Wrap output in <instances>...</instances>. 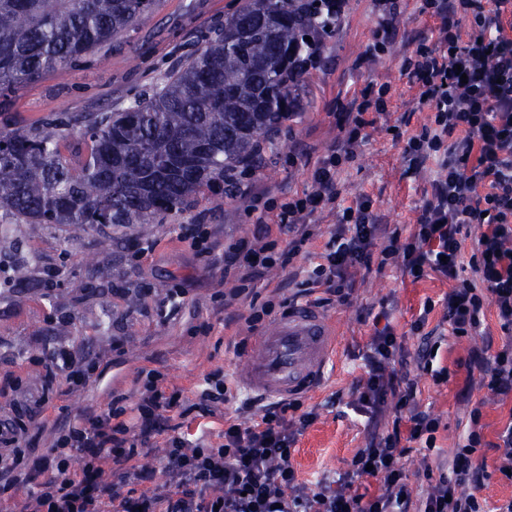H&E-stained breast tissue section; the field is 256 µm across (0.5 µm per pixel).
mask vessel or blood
I'll use <instances>...</instances> for the list:
<instances>
[{"label": "vessel or blood", "instance_id": "vessel-or-blood-1", "mask_svg": "<svg viewBox=\"0 0 512 512\" xmlns=\"http://www.w3.org/2000/svg\"><path fill=\"white\" fill-rule=\"evenodd\" d=\"M335 323L303 304L277 318L239 368L242 385L259 398L290 399L315 389L337 349Z\"/></svg>", "mask_w": 512, "mask_h": 512}]
</instances>
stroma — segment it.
Wrapping results in <instances>:
<instances>
[{"label":"stroma","mask_w":512,"mask_h":512,"mask_svg":"<svg viewBox=\"0 0 512 512\" xmlns=\"http://www.w3.org/2000/svg\"><path fill=\"white\" fill-rule=\"evenodd\" d=\"M242 4L243 0H160L154 12L139 19L134 31L110 46L105 65L51 71L15 88L0 112V125L35 127L74 112L126 107L135 93L163 83ZM419 7V0H404L397 20L399 40L364 64L360 58L376 30L374 4L348 0L338 30L323 42L319 67L308 70L298 90L301 110L272 136L264 150V167L243 175V182L251 187L248 195L225 198L205 193L185 211L129 229L103 227L77 233L65 225H24V254L34 260L32 274L38 285L0 287V381L16 377L24 389L40 388L43 372L35 357L52 354L63 345L80 356L104 357L83 391L52 395L44 413L45 427L27 437L33 455L50 454L62 425L106 408L113 395L132 392L143 368L161 371L169 387L184 390L198 388L211 372L221 369L233 391L227 414H234L248 400L238 382L237 370L246 354L235 348V317L246 312L249 303L224 304L225 293L237 285L235 277L224 274V248L251 238L257 200L281 203L308 187L317 157L344 135L349 100L371 81L390 84L391 116L367 128L354 161L341 176L335 211L310 216L316 235L295 264L311 269L341 209L362 197L371 200L388 230L409 236L435 177L433 164L412 173L404 161L406 141L425 119L415 109V92L402 70L405 56L434 25ZM191 224L209 225L216 243L212 255L198 256L182 242ZM145 241L153 249L141 258L137 251ZM352 275L351 304L333 301L322 307L337 321L341 352L321 388L304 397L305 405H320V416L294 445L293 463L300 479L311 487L323 477L343 474L370 434L367 416L355 414L348 404L353 385L366 371L363 353L377 316L386 314L405 348L416 352L420 339L412 335L411 323L430 300L435 308L429 323L439 324L443 299L452 286L433 274L412 281L395 264L358 267ZM90 280L98 284V291L87 289ZM176 286L182 288V295H171ZM294 291L287 271L273 268L253 283L251 303L273 301L280 314ZM116 337L121 340L117 346L112 343ZM501 337L491 315L484 333L444 339L434 366L447 368V382L437 385L426 376L419 383L421 404L440 419L435 447L428 450L410 443L402 459L411 473L435 466L437 451L462 443L470 410L480 408L483 437L489 444L482 456L488 479L480 496L490 510L512 497V482L501 475L499 456L491 447L512 409L493 401L466 362L472 349L500 345ZM334 395L339 396V405L327 407Z\"/></svg>","instance_id":"stroma-1"}]
</instances>
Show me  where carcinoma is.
I'll return each instance as SVG.
<instances>
[{
  "mask_svg": "<svg viewBox=\"0 0 512 512\" xmlns=\"http://www.w3.org/2000/svg\"><path fill=\"white\" fill-rule=\"evenodd\" d=\"M156 0H0V97L46 72L100 63ZM320 0H245L215 38L124 109L0 129V241L21 225L130 228L181 212L210 191L233 196V172L287 119L311 52L304 37L340 25ZM77 164L60 151L73 133ZM22 256L7 282L31 280Z\"/></svg>",
  "mask_w": 512,
  "mask_h": 512,
  "instance_id": "carcinoma-1",
  "label": "carcinoma"
}]
</instances>
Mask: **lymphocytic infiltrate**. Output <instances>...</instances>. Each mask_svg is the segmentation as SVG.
I'll use <instances>...</instances> for the list:
<instances>
[{"instance_id":"f902f5d3","label":"lymphocytic infiltrate","mask_w":512,"mask_h":512,"mask_svg":"<svg viewBox=\"0 0 512 512\" xmlns=\"http://www.w3.org/2000/svg\"><path fill=\"white\" fill-rule=\"evenodd\" d=\"M401 2L374 0L377 32L364 61L396 38ZM420 10L437 25L429 43L405 57L403 69L418 107L429 114L408 138L405 158L412 170L435 162L430 196L409 237L388 236L377 254L372 246L381 222L371 201L362 198L345 208L297 294L319 291L348 303L355 289L350 268L371 266L377 255L400 261L413 280L431 273L451 280L442 320L452 336L473 335L491 313L505 335L495 353L476 350L469 359L482 387L505 401L512 399V0H423ZM389 90V84L371 82L355 93L345 134L317 159L310 185L281 203L275 218L259 214L251 242L225 248L224 268L239 272V293L265 270L292 265L312 236L306 217L335 204L339 174L354 160L365 129L386 116L382 96ZM282 234L289 240L281 250L276 238ZM465 266L471 269L467 278L460 275ZM433 309L425 302L410 327L420 338L413 361H406L391 325L375 330L352 404L375 420L394 403L392 425L373 432L348 469L319 481L316 489L299 479L292 462L298 435L319 416L316 407L297 399L276 402L264 405L251 424L238 422L224 414L231 389L220 370L190 393L169 388L159 370H141L132 404L113 397L107 409L60 428L54 455L31 456L26 437L39 427L57 383L69 393L81 390L100 365L95 357L74 359L66 347L57 363L45 364L41 392L0 418V477L9 476L10 486L24 490L21 512H485L479 409L470 411L464 442L447 457L445 473L425 469L424 484L415 486L402 464L403 438L431 449L440 427L417 399L423 376L437 384L448 379L446 370L433 367L442 341L427 327ZM60 366L67 369L62 380ZM187 403L201 417L223 421V430L213 438L179 431L166 414ZM161 434V464L175 477L169 485L156 483L153 470L139 463ZM369 478L380 491L367 498L355 485Z\"/></svg>"}]
</instances>
